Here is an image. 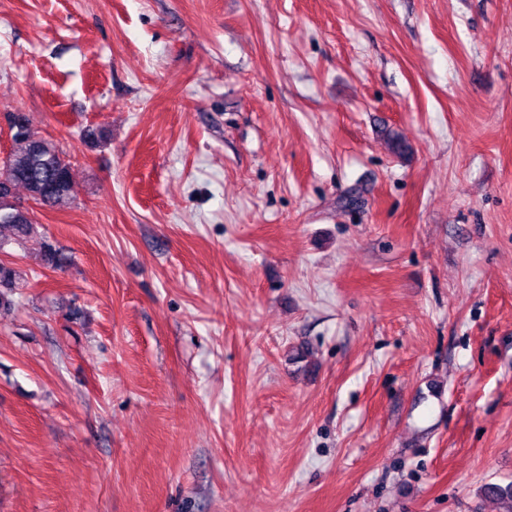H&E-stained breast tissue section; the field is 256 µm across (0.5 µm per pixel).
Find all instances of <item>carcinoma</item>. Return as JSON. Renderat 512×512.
Segmentation results:
<instances>
[{"mask_svg":"<svg viewBox=\"0 0 512 512\" xmlns=\"http://www.w3.org/2000/svg\"><path fill=\"white\" fill-rule=\"evenodd\" d=\"M21 126L13 130L10 152L0 166V228L6 227L20 239L28 236L34 218L28 209L14 204L17 188L44 206L56 207L75 196L70 164L56 144L40 136L28 117L19 116ZM484 497L507 504L503 512H512V484L487 483Z\"/></svg>","mask_w":512,"mask_h":512,"instance_id":"1","label":"carcinoma"}]
</instances>
